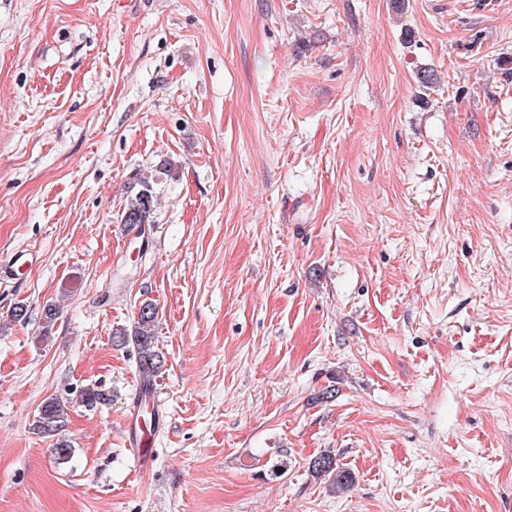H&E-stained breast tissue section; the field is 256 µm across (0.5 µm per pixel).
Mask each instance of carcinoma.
<instances>
[{"mask_svg": "<svg viewBox=\"0 0 512 512\" xmlns=\"http://www.w3.org/2000/svg\"><path fill=\"white\" fill-rule=\"evenodd\" d=\"M155 195L153 186L144 181L141 188L132 195L125 207L123 223L138 227L154 223ZM158 310L150 301L141 303L137 316L128 328H119L113 336L123 344L133 345L138 352V374L140 377V394L154 392L157 378L162 374L164 359L155 349V327ZM67 422L65 405L56 398L43 402L33 421V430L45 436L56 438L54 444L55 462L67 464L73 457L74 449L62 432ZM309 470L317 477L330 479V486L335 491H343L352 484L349 471L339 467L331 454H321L309 463Z\"/></svg>", "mask_w": 512, "mask_h": 512, "instance_id": "cac0c4a2", "label": "carcinoma"}]
</instances>
